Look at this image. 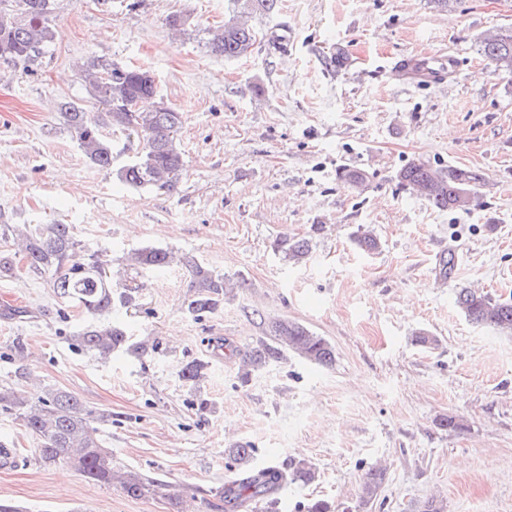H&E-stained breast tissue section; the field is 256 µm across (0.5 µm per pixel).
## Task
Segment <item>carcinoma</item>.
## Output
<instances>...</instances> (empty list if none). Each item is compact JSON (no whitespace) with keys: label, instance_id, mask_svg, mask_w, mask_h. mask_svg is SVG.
<instances>
[{"label":"carcinoma","instance_id":"1","mask_svg":"<svg viewBox=\"0 0 512 512\" xmlns=\"http://www.w3.org/2000/svg\"><path fill=\"white\" fill-rule=\"evenodd\" d=\"M232 16L208 41L210 51L226 58H240L251 53L258 32L249 19L267 16L277 10L278 0H231ZM53 0H0V64L26 69L54 39L48 24ZM479 51L494 70L512 73V29L499 28L479 39ZM83 80L92 96L106 111L94 115L75 104H64L65 118L83 154L102 169L112 167V143L104 133L107 127L131 130L144 142L138 160L120 169V178L134 187H150L172 192L176 189L183 166L176 146L182 125V113L165 105L142 109L145 100L157 96L153 74L141 68H126L88 58L82 65ZM398 182L415 191L438 210L468 212L484 183L479 169L450 166L434 168L412 160L397 172ZM24 252L28 268L51 275L53 288L60 298L74 302L96 315L112 309L114 297L104 263L99 257L82 258L76 252L70 224H38L13 237ZM355 245L366 253L379 250L376 236L364 231L354 238ZM310 253L306 239L288 241V260L298 262ZM129 260L147 269L162 271L170 267L173 255L158 247H142ZM194 294L187 310L194 316L215 311L224 300L226 279L191 262ZM456 304L466 319L483 326L512 334V303L495 300L468 288L456 294ZM272 342H262L242 353V379L279 362L288 353L329 367L336 359L333 345L316 335L301 322L280 318L269 322ZM79 346L108 357L114 350L130 344L131 337L119 325H89L78 336ZM0 408L19 417L37 440L35 452L40 463L51 465L64 460L88 481L112 486L118 482L122 491L135 498L173 499L164 481L135 474L117 475L112 467V452L104 447L98 429L92 425V413L74 394L49 390L31 400L11 387H0ZM316 467L305 459H293L288 470L267 468L248 471L224 485V505L229 512L247 503H261L273 508L276 494L288 483L309 484L316 480ZM386 479V469H369L361 482L359 501L369 506Z\"/></svg>","mask_w":512,"mask_h":512}]
</instances>
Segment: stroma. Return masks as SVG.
<instances>
[{"mask_svg":"<svg viewBox=\"0 0 512 512\" xmlns=\"http://www.w3.org/2000/svg\"><path fill=\"white\" fill-rule=\"evenodd\" d=\"M230 13L228 0H55L43 54L24 72L0 65V233L72 225L79 254L99 256L114 289L134 296L90 315L0 237V387L75 394L113 467L167 482L180 504L41 464L2 410L0 445L17 458L0 468V498L22 512H225L224 484L240 471L228 451L246 443L251 468L303 458L317 469L280 491L276 512L316 500L359 512L362 478L379 465L387 479L366 512H418L434 496L446 512H512V335L471 324L455 303L462 288L512 300V74L478 50L483 32L512 27V0H280L253 19L264 38L239 59L207 46ZM421 52L452 54L451 76L424 85L394 70ZM91 56L150 71L158 101L182 112L175 192L121 181L137 136L113 133L108 170L79 149L60 107L99 113L79 68ZM415 159L482 170L476 206L439 211L411 194L396 173ZM344 168L365 172V187ZM360 230L378 252L354 246ZM292 238L311 245L296 264ZM146 246L181 261L161 274L129 264ZM187 257L235 283L213 313L187 311ZM283 317L326 338L335 363L290 354L242 380L217 343L253 347ZM115 320L144 351L101 359L79 347L84 326ZM421 331L438 347L417 345ZM194 360L207 365L195 384L181 377ZM445 415L462 429L440 427Z\"/></svg>","mask_w":512,"mask_h":512,"instance_id":"1","label":"stroma"}]
</instances>
